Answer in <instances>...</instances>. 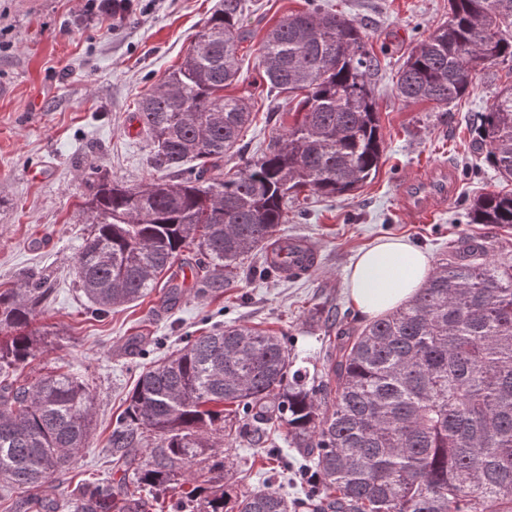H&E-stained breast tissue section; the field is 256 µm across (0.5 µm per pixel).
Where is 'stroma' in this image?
<instances>
[{
    "mask_svg": "<svg viewBox=\"0 0 512 512\" xmlns=\"http://www.w3.org/2000/svg\"><path fill=\"white\" fill-rule=\"evenodd\" d=\"M218 2L141 0L115 27L86 12V0H0V288L34 273L51 290L35 317L51 335L20 375L73 371L95 399L92 444L57 481L66 495L79 480L112 475L108 440L143 363L140 351L127 347L130 336L147 329L161 337L154 352L160 358L183 347L186 336L248 325L283 336L299 355L315 356L323 335L312 324L311 309L325 303L350 307L347 270L379 239H406L436 263L457 241L475 237L491 244L493 258L512 263V227L468 218L475 195L512 191L472 153L468 122L488 109L499 86L512 81V64L478 68L470 93L446 111L395 92L396 73L409 53L447 21L448 0H248L241 75L227 92L245 99L253 115L238 149L225 156L224 169L260 157L287 125L288 101L264 87L257 48L279 21L313 4L356 20L379 61L371 76L384 139L379 171L351 194L312 195L290 207L284 236L309 238L320 250V266L311 275L251 277L250 268L266 258L260 251L232 287L201 294L195 269L185 265L177 277L184 293L174 308L163 307L158 290L90 318L75 276L86 232L78 209L89 166L98 164L129 186L153 178L151 147L133 118L136 103L181 63ZM442 164L456 172L455 201L425 222L403 213L400 184Z\"/></svg>",
    "mask_w": 512,
    "mask_h": 512,
    "instance_id": "obj_1",
    "label": "stroma"
}]
</instances>
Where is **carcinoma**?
<instances>
[{"instance_id": "obj_1", "label": "carcinoma", "mask_w": 512, "mask_h": 512, "mask_svg": "<svg viewBox=\"0 0 512 512\" xmlns=\"http://www.w3.org/2000/svg\"><path fill=\"white\" fill-rule=\"evenodd\" d=\"M448 24L398 71L397 95L446 109L478 67L512 62V0H449ZM245 0H219L183 62L142 98L135 120L160 172L139 187L90 167L80 205L89 225L76 274L92 312L106 314L162 286L181 296L176 263L189 252L197 291L229 288L255 249L281 238L302 191L348 195L373 177L383 135L370 75L378 62L362 27L342 14H291L257 49L268 90L295 103L292 121L234 173L218 161L251 121L239 80ZM472 148L512 181V84L471 126ZM473 224L512 226V194L484 193ZM463 239L407 304L360 328L340 316L321 366L284 338L228 325L144 368L109 439L117 483L72 491L76 512H512V265ZM28 278L0 289V485L32 494L12 512H57L48 494L93 438L94 397L77 374L16 372L34 357L48 296ZM284 433L278 448L272 430ZM233 433L270 460L263 487H232ZM211 449L209 464L193 473ZM293 470V496L283 471ZM194 478L175 498L164 493Z\"/></svg>"}]
</instances>
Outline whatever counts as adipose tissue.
<instances>
[{
	"label": "adipose tissue",
	"mask_w": 512,
	"mask_h": 512,
	"mask_svg": "<svg viewBox=\"0 0 512 512\" xmlns=\"http://www.w3.org/2000/svg\"><path fill=\"white\" fill-rule=\"evenodd\" d=\"M401 257L407 273L387 278L384 260ZM431 271L427 254L400 238L377 242L362 252L348 271L349 297L356 311L373 318L411 300Z\"/></svg>",
	"instance_id": "1"
}]
</instances>
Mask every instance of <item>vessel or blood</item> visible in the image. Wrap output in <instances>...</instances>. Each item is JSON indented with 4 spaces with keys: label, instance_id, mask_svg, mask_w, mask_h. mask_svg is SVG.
<instances>
[{
    "label": "vessel or blood",
    "instance_id": "obj_1",
    "mask_svg": "<svg viewBox=\"0 0 512 512\" xmlns=\"http://www.w3.org/2000/svg\"><path fill=\"white\" fill-rule=\"evenodd\" d=\"M456 189L453 169L443 165L430 176L403 182L398 189L399 206L404 212L424 221L445 209L453 201ZM288 257L302 259L313 270L319 266L315 247L303 237L289 238Z\"/></svg>",
    "mask_w": 512,
    "mask_h": 512
}]
</instances>
